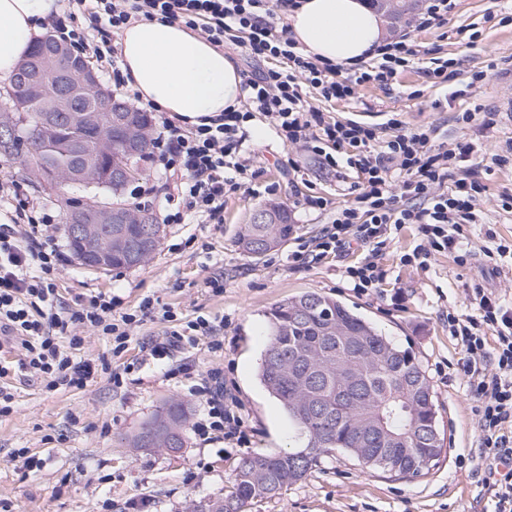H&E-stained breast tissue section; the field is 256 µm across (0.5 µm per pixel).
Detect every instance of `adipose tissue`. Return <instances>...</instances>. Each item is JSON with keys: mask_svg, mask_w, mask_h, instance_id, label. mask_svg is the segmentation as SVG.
I'll return each mask as SVG.
<instances>
[{"mask_svg": "<svg viewBox=\"0 0 512 512\" xmlns=\"http://www.w3.org/2000/svg\"><path fill=\"white\" fill-rule=\"evenodd\" d=\"M58 0H0V81L9 80ZM304 52L350 66L373 58L384 19L369 0H301L284 12ZM123 72L143 101L188 124L240 103L242 77L234 60L179 23L141 20L119 40Z\"/></svg>", "mask_w": 512, "mask_h": 512, "instance_id": "adipose-tissue-1", "label": "adipose tissue"}]
</instances>
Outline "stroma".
I'll return each mask as SVG.
<instances>
[{
  "instance_id": "stroma-1",
  "label": "stroma",
  "mask_w": 512,
  "mask_h": 512,
  "mask_svg": "<svg viewBox=\"0 0 512 512\" xmlns=\"http://www.w3.org/2000/svg\"><path fill=\"white\" fill-rule=\"evenodd\" d=\"M413 16L390 21L391 36L408 34L418 56L386 89L357 87L351 100L324 103L327 116L373 125L380 141L394 134L388 120L399 114L406 129H432V146L477 143L471 161L485 191L472 227L476 245L487 239L512 245V116L501 104L512 100V21L496 0H454L444 29L417 30ZM436 58L453 60L445 82H433L424 70ZM475 113L469 129L458 115ZM256 177L249 190L224 200L222 224H168L160 245L142 266L95 269L68 258L56 277L67 303L78 296H120L126 311L143 298L170 307L175 320L145 319L131 329L122 352L111 337L89 328L77 359L105 363L107 370L81 390H47L40 379L18 368V353L5 354L12 369L10 413L0 415V512H127L131 502H146L145 512H191L194 504L223 493L238 463L256 454H278L303 446L278 401L261 385L258 367L266 347L264 313L273 304L304 292L337 298L420 360L438 408L442 454L419 477L398 478L362 467L350 458L327 459L304 479L278 495L254 503L247 512H494L483 484L485 461L481 430L468 382L458 363L462 352L448 332L449 316L473 314V288L512 297V265L491 268L481 256L459 263L453 254L430 253L423 263L405 262L420 244L415 225L392 233L380 263L387 279L368 292L354 290L347 266L362 261L365 250L351 244L341 255L317 256L309 245L329 226L348 197L342 184L311 153L283 148L268 119L249 124L247 142ZM128 189L137 201L165 215L169 177L151 163ZM327 199L324 210H308L306 196ZM286 205L294 231L288 241L262 256L242 252L237 237L252 210L268 201ZM224 282L214 294L206 282ZM208 319L213 333L197 328ZM179 332L181 345L162 360L147 349ZM193 375H185L183 365ZM224 372V399L235 403L243 421L242 441L189 435L178 455L157 448L129 447L125 438L167 399L188 404L190 421L207 410L197 391L200 373ZM26 448L45 458L38 471L12 458Z\"/></svg>"
}]
</instances>
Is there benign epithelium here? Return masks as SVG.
Instances as JSON below:
<instances>
[{
    "label": "benign epithelium",
    "mask_w": 512,
    "mask_h": 512,
    "mask_svg": "<svg viewBox=\"0 0 512 512\" xmlns=\"http://www.w3.org/2000/svg\"><path fill=\"white\" fill-rule=\"evenodd\" d=\"M21 69L29 74L24 83L25 93L14 97L12 106L0 111V152L9 155L8 147L16 138L14 113L32 104L39 105L44 128L55 129L63 116L71 111L72 101L81 99L86 107L80 117L99 127V135L91 143L99 155L117 153L127 155L139 151L142 138L138 131L143 124L135 109L117 99L103 87L95 73L85 64L84 58L76 56L64 44L49 42L36 58L23 62ZM52 69L57 75L54 91L44 93L40 81L41 72ZM120 131V138H112V130ZM72 163L65 167L42 169L40 181L45 184L84 185L88 188L107 187L111 194L119 195L133 181L139 179L141 171L130 165L119 164L102 170L85 159V144L72 146ZM67 227L71 241L78 243L83 262L103 266L112 261V247L131 252L133 266H138L158 246L161 230L153 225L151 211L133 210L120 203L100 200L86 204L74 201V196L64 200ZM143 224L141 236L132 241L126 233V225Z\"/></svg>",
    "instance_id": "obj_1"
}]
</instances>
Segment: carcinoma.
<instances>
[{
  "instance_id": "cac0c4a2",
  "label": "carcinoma",
  "mask_w": 512,
  "mask_h": 512,
  "mask_svg": "<svg viewBox=\"0 0 512 512\" xmlns=\"http://www.w3.org/2000/svg\"><path fill=\"white\" fill-rule=\"evenodd\" d=\"M40 113H16L17 138L25 146L21 166L35 170L68 163L73 142L96 135L89 123L63 125L43 138ZM275 224H246L238 239L248 254L262 255L293 232L286 205H276ZM268 341L259 378L305 439L288 453L254 455L236 468L224 494L199 504L194 512H246L252 502L278 494L305 478L322 461L341 454L367 469L390 461L388 472L402 477L424 474L420 458L432 448L428 421L437 416L434 394L419 359L382 335L341 301L316 292L286 299L265 314ZM185 405L167 401L131 436L135 448L148 444L158 427L173 425L172 438L185 447Z\"/></svg>"
}]
</instances>
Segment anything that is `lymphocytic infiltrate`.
<instances>
[{"instance_id": "lymphocytic-infiltrate-1", "label": "lymphocytic infiltrate", "mask_w": 512, "mask_h": 512, "mask_svg": "<svg viewBox=\"0 0 512 512\" xmlns=\"http://www.w3.org/2000/svg\"><path fill=\"white\" fill-rule=\"evenodd\" d=\"M51 24L59 38L81 54L104 63L116 91L129 99L139 94L121 68L117 42L126 26L142 20L178 22L189 30L204 29L215 47L232 45L247 57L266 61V70L245 77L239 107L197 125L161 118L153 151L173 179V197L181 208L164 223H182L185 216L201 224L224 221V199L245 186L251 175L244 144L245 126L254 114L267 117L282 146H300L322 156L347 184L351 202L338 208L332 224L312 242L317 254L342 251L356 242L366 249L364 260L348 267L355 289L378 287L384 277L379 263L392 231L417 225L423 242L416 253L454 254L459 261L472 255L470 227L474 207L484 187L466 170L476 144L435 149L431 132L403 130L402 120L390 118L394 136L376 150V128L348 120H329L313 105L308 91L327 101L351 99L357 87H386L413 64L417 51L408 38L389 41L376 50L372 64L354 65L344 74L341 65L306 55L287 32L276 31L272 20L297 0H61ZM89 15L91 31L75 29L77 15ZM11 210L0 224V351L18 350L20 368L39 378L50 391L85 388L99 373L94 360H73L82 343L77 328H92L111 337L116 350L125 349L138 317L162 314L152 299H143L138 313L121 311L115 297L99 295L76 306L63 307L53 283L63 256L49 242L50 214L35 206L21 182L0 181V201ZM475 314L449 317V333L463 359L460 369L483 432L487 465L484 482L496 501V512H512V302L473 289ZM494 340H487L486 330ZM207 413L193 430L205 436L223 432L235 436L241 419L224 402V375L214 369L202 379Z\"/></svg>"}]
</instances>
